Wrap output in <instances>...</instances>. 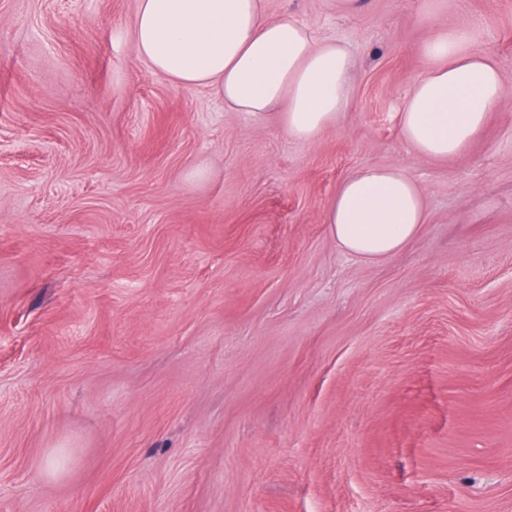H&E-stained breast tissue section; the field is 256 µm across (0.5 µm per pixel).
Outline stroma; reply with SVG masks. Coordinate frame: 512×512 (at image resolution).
Listing matches in <instances>:
<instances>
[{"label": "stroma", "mask_w": 512, "mask_h": 512, "mask_svg": "<svg viewBox=\"0 0 512 512\" xmlns=\"http://www.w3.org/2000/svg\"><path fill=\"white\" fill-rule=\"evenodd\" d=\"M438 3L506 86L446 159L424 0H265L356 60L311 143L152 73L137 0H0V512H512V0ZM372 165L426 210L379 263L325 222Z\"/></svg>", "instance_id": "1"}]
</instances>
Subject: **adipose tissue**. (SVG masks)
I'll return each mask as SVG.
<instances>
[{
	"label": "adipose tissue",
	"instance_id": "obj_1",
	"mask_svg": "<svg viewBox=\"0 0 512 512\" xmlns=\"http://www.w3.org/2000/svg\"><path fill=\"white\" fill-rule=\"evenodd\" d=\"M131 40L152 72L206 87L236 112L278 110L300 141H315L352 109L349 48L268 18L263 0H137ZM469 42L467 30L440 23L418 48L430 67L404 104L400 133L419 156L465 151L505 97L495 60ZM326 222L344 252L379 262L418 235L423 193L403 169L365 166L342 181Z\"/></svg>",
	"mask_w": 512,
	"mask_h": 512
}]
</instances>
